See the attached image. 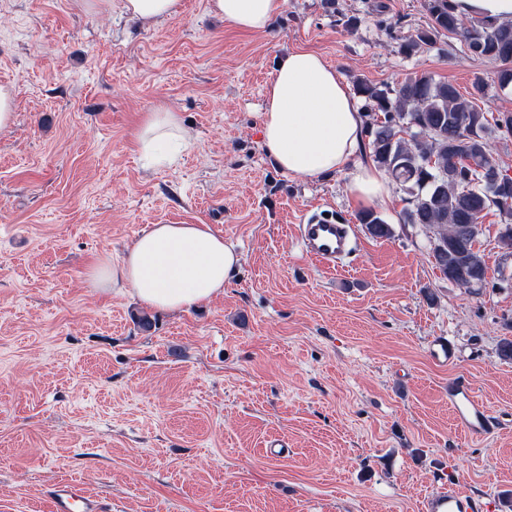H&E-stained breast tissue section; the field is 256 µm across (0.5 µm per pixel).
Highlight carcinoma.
I'll return each instance as SVG.
<instances>
[{"label": "carcinoma", "mask_w": 512, "mask_h": 512, "mask_svg": "<svg viewBox=\"0 0 512 512\" xmlns=\"http://www.w3.org/2000/svg\"><path fill=\"white\" fill-rule=\"evenodd\" d=\"M427 25L402 39L407 59L436 48L442 35L460 51L494 61L492 81L478 77L465 96L428 74L399 84L354 81L355 94L376 118L366 127L371 161L410 195L404 223L422 228L432 241L429 257L443 278L463 287L487 284L488 266L477 243L481 219L503 217L498 243L512 250V175L495 158L491 139L512 135V113L490 116L477 104L491 88L512 85V21L463 19L448 0H426ZM357 220L373 238H388L392 225L371 210Z\"/></svg>", "instance_id": "cac0c4a2"}]
</instances>
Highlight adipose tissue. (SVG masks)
<instances>
[{"mask_svg": "<svg viewBox=\"0 0 512 512\" xmlns=\"http://www.w3.org/2000/svg\"><path fill=\"white\" fill-rule=\"evenodd\" d=\"M88 7L118 6L141 25L181 14L183 0H85ZM284 0H208L211 14L226 25L261 33L280 13ZM364 123L335 67L316 52L295 49L277 63L264 91L262 138L281 170L317 179L348 170V190L359 201L385 204L390 189L375 166L349 168ZM180 113H146L136 132L141 159L150 165L169 160L184 146ZM239 255L206 224H154L120 258L103 256L90 266L88 281L103 292L128 295L160 310L187 312L223 294Z\"/></svg>", "mask_w": 512, "mask_h": 512, "instance_id": "ef3b65f1", "label": "adipose tissue"}]
</instances>
